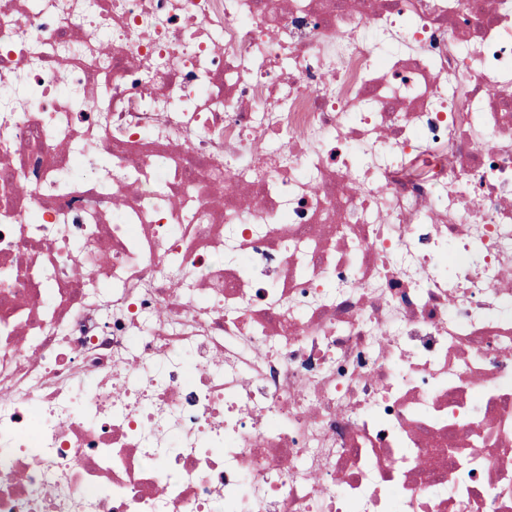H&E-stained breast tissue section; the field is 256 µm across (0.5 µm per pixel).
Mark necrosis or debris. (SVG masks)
I'll return each mask as SVG.
<instances>
[{
	"label": "necrosis or debris",
	"mask_w": 512,
	"mask_h": 512,
	"mask_svg": "<svg viewBox=\"0 0 512 512\" xmlns=\"http://www.w3.org/2000/svg\"><path fill=\"white\" fill-rule=\"evenodd\" d=\"M0 512H512V0H0Z\"/></svg>",
	"instance_id": "obj_1"
}]
</instances>
